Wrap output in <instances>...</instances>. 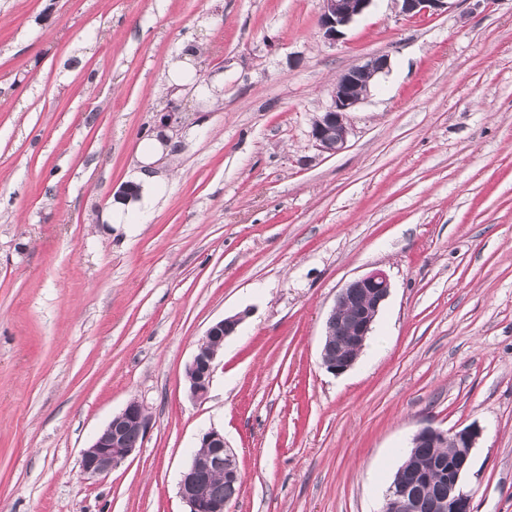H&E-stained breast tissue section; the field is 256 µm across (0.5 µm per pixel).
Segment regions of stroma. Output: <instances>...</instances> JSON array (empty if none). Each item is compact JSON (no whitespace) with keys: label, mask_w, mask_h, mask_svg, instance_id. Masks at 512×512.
Segmentation results:
<instances>
[{"label":"stroma","mask_w":512,"mask_h":512,"mask_svg":"<svg viewBox=\"0 0 512 512\" xmlns=\"http://www.w3.org/2000/svg\"><path fill=\"white\" fill-rule=\"evenodd\" d=\"M320 0H0V512H187L209 429L228 512H380L415 432L478 427L473 512H512V0L410 18L374 0L339 40ZM194 41L221 98L173 91ZM388 55L314 145L337 76ZM177 106L146 206L137 147ZM122 208L130 221L111 223ZM391 294L356 364H321L337 292ZM243 314L209 392L185 369ZM150 429L111 472L81 451L128 401ZM195 50H197L196 46L186 44L182 47L179 57L171 62L168 74V84L170 86L190 82L192 77L191 70H194V62L197 55L194 54ZM197 452L204 448H210V455L202 457L194 456L186 468L182 471L179 481V495L188 505L187 512H225L229 505L228 500L237 499L242 483V475L238 469L230 467L235 458L233 451L224 441V434L216 429H210L202 433ZM220 474L224 481L238 484H227L220 477L211 480V492L209 479L211 475ZM225 500V501H224Z\"/></svg>","instance_id":"stroma-1"}]
</instances>
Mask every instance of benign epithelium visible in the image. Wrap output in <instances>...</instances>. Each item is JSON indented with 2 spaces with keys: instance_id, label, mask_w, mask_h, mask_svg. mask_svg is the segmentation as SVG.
<instances>
[{
  "instance_id": "benign-epithelium-1",
  "label": "benign epithelium",
  "mask_w": 512,
  "mask_h": 512,
  "mask_svg": "<svg viewBox=\"0 0 512 512\" xmlns=\"http://www.w3.org/2000/svg\"><path fill=\"white\" fill-rule=\"evenodd\" d=\"M320 26L328 40L342 35V28L365 13L374 0H321ZM401 13L408 17L433 14L448 7V0H400ZM389 66L386 55L371 57L342 72L331 91V103L312 125L310 136L315 146L324 153L336 154L348 143L349 128L346 113L356 107L367 93L372 79L385 72ZM391 283L387 274L373 270L348 281L336 294L333 307L326 320V334L321 346V364L331 373L348 370L363 351L373 330L379 311L390 295ZM244 315L227 316L212 324L199 343L186 368L190 396L195 400L205 398L216 368L219 355L212 340H222L233 335ZM150 425L149 416L136 399L130 400L97 436L93 444L81 454L82 471L100 475L131 456L136 448L128 446L125 433L129 429L145 438ZM480 431L474 426L460 430L444 431L432 426L419 428L412 437L415 448H439L450 441L463 453L448 463H432L413 472V482L386 495L381 512H420L421 502L413 490L417 483L431 481V475L448 474V496L434 503L433 512H472V496L463 488V478L470 468V455ZM199 447L210 449V455L194 456L182 471L179 495L188 505L189 512H226L229 502L211 492L209 479L221 475L230 483L242 481L239 470L230 467L235 458L224 441V433L210 429L202 433Z\"/></svg>"
}]
</instances>
